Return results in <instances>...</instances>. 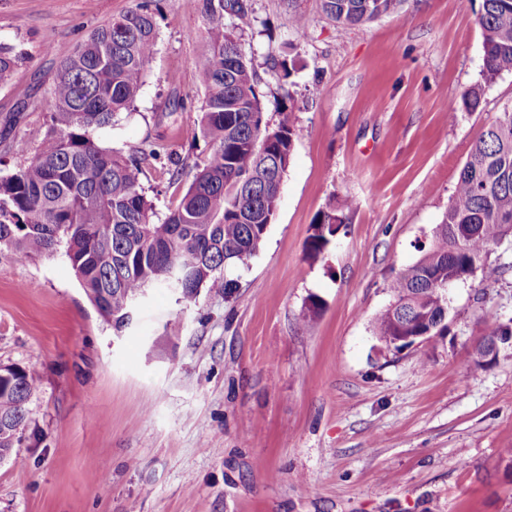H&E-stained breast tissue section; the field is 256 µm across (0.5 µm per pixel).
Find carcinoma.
Wrapping results in <instances>:
<instances>
[{
  "instance_id": "cac0c4a2",
  "label": "carcinoma",
  "mask_w": 512,
  "mask_h": 512,
  "mask_svg": "<svg viewBox=\"0 0 512 512\" xmlns=\"http://www.w3.org/2000/svg\"><path fill=\"white\" fill-rule=\"evenodd\" d=\"M155 0L94 28L60 61L48 91V129L27 160L0 169V249L23 263L64 253L99 315L119 330L133 302L153 286L170 287L171 270L183 298L201 288H229L224 268L244 264L265 241L276 212L294 138L293 110L283 106L274 126L260 110L257 74L235 31L256 17L242 0H202L208 53L197 68L203 93L194 136L210 146L188 188L167 212L156 211L141 184L142 164L165 169L166 147L152 141L129 155L102 147L95 138L138 95L157 45ZM326 16L343 28L395 13L404 0H321ZM231 21H226V16ZM482 83L448 105L476 110L483 87L512 73V0H483ZM24 52L0 44V83L23 62ZM355 205L349 197L319 212L311 224L309 256L320 255ZM512 239V108L471 147L429 249L389 284L392 302L374 318V335L385 345L399 336L448 329L442 283L464 282L478 271L493 282L500 266L486 262L491 249ZM512 341V327L495 322L472 346L476 366L494 363L492 343ZM40 375L14 367L0 382V452L21 441L27 405L40 391Z\"/></svg>"
}]
</instances>
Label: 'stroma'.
Returning <instances> with one entry per match:
<instances>
[{
	"label": "stroma",
	"instance_id": "35a3bbf8",
	"mask_svg": "<svg viewBox=\"0 0 512 512\" xmlns=\"http://www.w3.org/2000/svg\"><path fill=\"white\" fill-rule=\"evenodd\" d=\"M248 2L257 22L241 46L264 119L285 104L300 128L264 244L225 268L229 292L150 288L119 332L64 252L0 251V364L41 377L0 467V512H512V347L487 367L470 355L485 322L512 325V245L487 257L497 281L450 289L444 335L397 352L371 327L428 248L471 145L512 106L506 74L476 111L444 118L481 80L482 0H405L347 30L321 0ZM137 3L0 0V42L28 54L0 84V122L21 115L0 125V168L40 145L59 62ZM156 24L133 110L96 137L125 153L167 147L179 180L150 162L141 177L163 212L208 152L192 138L206 20L200 0H162ZM283 56L297 70L281 83L270 61ZM346 195L356 208L309 258L314 217Z\"/></svg>",
	"mask_w": 512,
	"mask_h": 512
}]
</instances>
